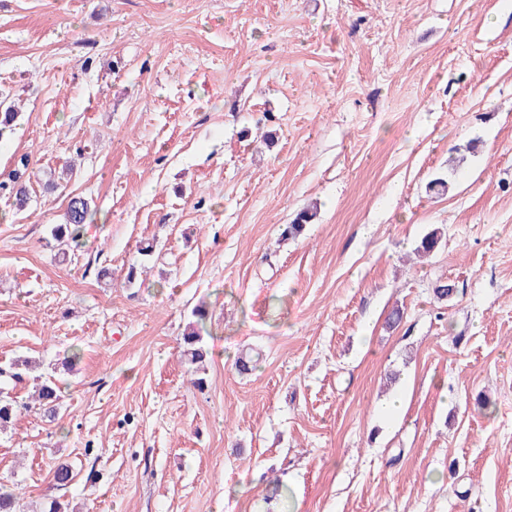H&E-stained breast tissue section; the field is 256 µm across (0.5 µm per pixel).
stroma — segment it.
<instances>
[{
    "label": "stroma",
    "mask_w": 512,
    "mask_h": 512,
    "mask_svg": "<svg viewBox=\"0 0 512 512\" xmlns=\"http://www.w3.org/2000/svg\"><path fill=\"white\" fill-rule=\"evenodd\" d=\"M1 91L0 365L63 383L0 433L25 512H512V0H0ZM93 209L87 199L73 197L66 211V224H59L52 230V238L62 246L79 247L80 228L91 217ZM192 314L196 320L191 323L189 331L184 334V343L186 344L184 355L187 357L190 364H196L202 362L207 354L201 344V331L207 317V309L204 304H201L193 309ZM37 399L47 416L55 417L60 402L59 388L55 380L45 378L41 381L37 389Z\"/></svg>",
    "instance_id": "stroma-1"
}]
</instances>
